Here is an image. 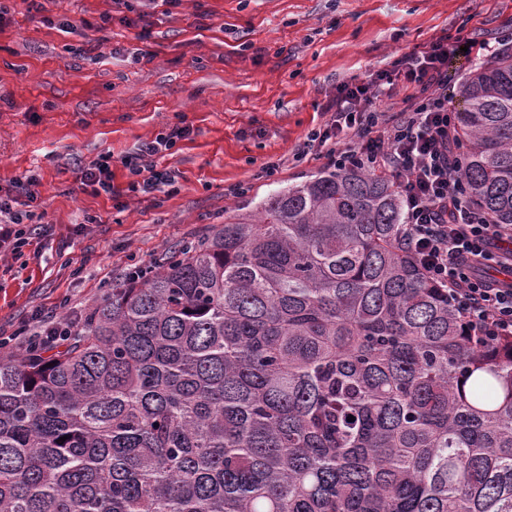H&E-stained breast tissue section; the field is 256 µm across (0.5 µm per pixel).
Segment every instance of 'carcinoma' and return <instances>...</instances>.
I'll return each instance as SVG.
<instances>
[{
	"label": "carcinoma",
	"instance_id": "cac0c4a2",
	"mask_svg": "<svg viewBox=\"0 0 512 512\" xmlns=\"http://www.w3.org/2000/svg\"><path fill=\"white\" fill-rule=\"evenodd\" d=\"M460 97L469 203L512 225V54ZM258 214L0 351V512H512V341L462 328L390 179Z\"/></svg>",
	"mask_w": 512,
	"mask_h": 512
}]
</instances>
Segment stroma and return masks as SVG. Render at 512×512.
Returning <instances> with one entry per match:
<instances>
[{
    "label": "stroma",
    "instance_id": "stroma-1",
    "mask_svg": "<svg viewBox=\"0 0 512 512\" xmlns=\"http://www.w3.org/2000/svg\"><path fill=\"white\" fill-rule=\"evenodd\" d=\"M0 5V190L38 172L36 212L51 227L21 257L0 259L10 332L87 312L131 265L158 267L322 172L293 154L340 83L443 35L482 40L512 27V0H45L38 18L26 0ZM181 121L189 138L156 158L174 186L127 192L121 157ZM107 150L117 199L75 180ZM276 160L280 172L262 177ZM239 183L248 193L231 195Z\"/></svg>",
    "mask_w": 512,
    "mask_h": 512
}]
</instances>
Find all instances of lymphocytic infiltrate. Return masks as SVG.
I'll list each match as a JSON object with an SVG mask.
<instances>
[{"mask_svg":"<svg viewBox=\"0 0 512 512\" xmlns=\"http://www.w3.org/2000/svg\"><path fill=\"white\" fill-rule=\"evenodd\" d=\"M468 44L462 36L451 46L440 38L369 80L341 83L325 106L329 120L308 134L293 158L314 154L330 168L358 167L389 178L405 206L401 237L426 278L447 290L469 334L496 342L512 338V225L491 223L467 203L449 146L455 118L445 92L448 59L452 47ZM399 82L409 90V108L381 110ZM190 133L189 126L172 125L123 156L131 176L126 191L149 194L174 184L175 172L157 168L153 158ZM39 184L29 170L0 194V254L19 255L30 239L47 235L31 209Z\"/></svg>","mask_w":512,"mask_h":512,"instance_id":"f902f5d3","label":"lymphocytic infiltrate"}]
</instances>
